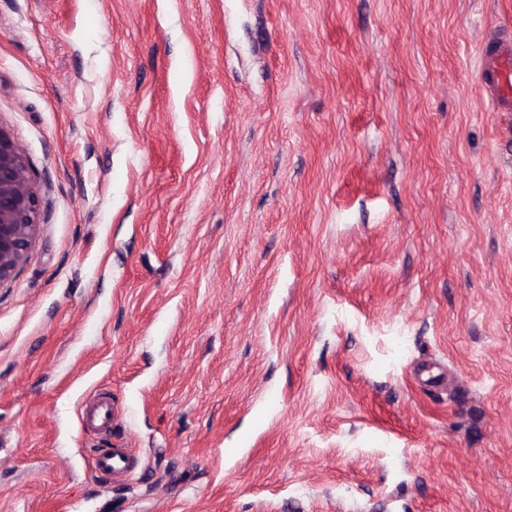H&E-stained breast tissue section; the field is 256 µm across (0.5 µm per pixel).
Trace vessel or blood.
<instances>
[{"mask_svg":"<svg viewBox=\"0 0 512 512\" xmlns=\"http://www.w3.org/2000/svg\"><path fill=\"white\" fill-rule=\"evenodd\" d=\"M480 55L476 81L485 102L492 111L512 112V37L499 32L488 34ZM91 463L97 473L126 479L138 468L140 458L126 440L119 439L112 447L93 449Z\"/></svg>","mask_w":512,"mask_h":512,"instance_id":"b4317fda","label":"vessel or blood"}]
</instances>
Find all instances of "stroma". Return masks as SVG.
Instances as JSON below:
<instances>
[{
    "instance_id": "1",
    "label": "stroma",
    "mask_w": 512,
    "mask_h": 512,
    "mask_svg": "<svg viewBox=\"0 0 512 512\" xmlns=\"http://www.w3.org/2000/svg\"><path fill=\"white\" fill-rule=\"evenodd\" d=\"M502 28L512 0H0L41 212L0 287V512H512ZM117 433L122 482L89 465ZM476 81L492 112H512V39L488 34L482 43Z\"/></svg>"
}]
</instances>
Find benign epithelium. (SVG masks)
I'll use <instances>...</instances> for the list:
<instances>
[{
    "instance_id": "1",
    "label": "benign epithelium",
    "mask_w": 512,
    "mask_h": 512,
    "mask_svg": "<svg viewBox=\"0 0 512 512\" xmlns=\"http://www.w3.org/2000/svg\"><path fill=\"white\" fill-rule=\"evenodd\" d=\"M40 199L28 156L0 125V287L25 264L40 231Z\"/></svg>"
}]
</instances>
